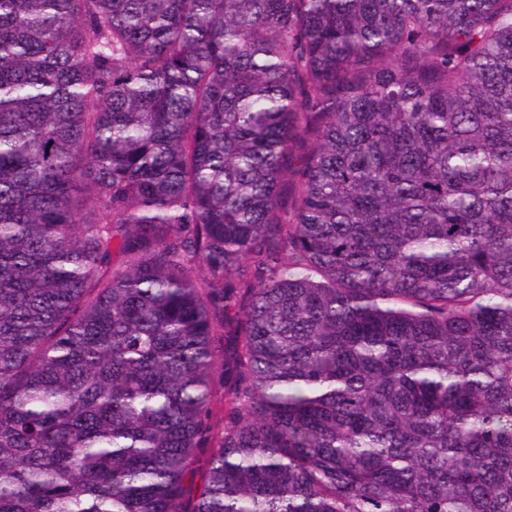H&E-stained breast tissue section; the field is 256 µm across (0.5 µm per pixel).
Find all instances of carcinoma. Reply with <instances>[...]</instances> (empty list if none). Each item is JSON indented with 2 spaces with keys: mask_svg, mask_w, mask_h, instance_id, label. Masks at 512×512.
I'll return each instance as SVG.
<instances>
[{
  "mask_svg": "<svg viewBox=\"0 0 512 512\" xmlns=\"http://www.w3.org/2000/svg\"><path fill=\"white\" fill-rule=\"evenodd\" d=\"M0 512H512V0H0Z\"/></svg>",
  "mask_w": 512,
  "mask_h": 512,
  "instance_id": "1",
  "label": "carcinoma"
}]
</instances>
